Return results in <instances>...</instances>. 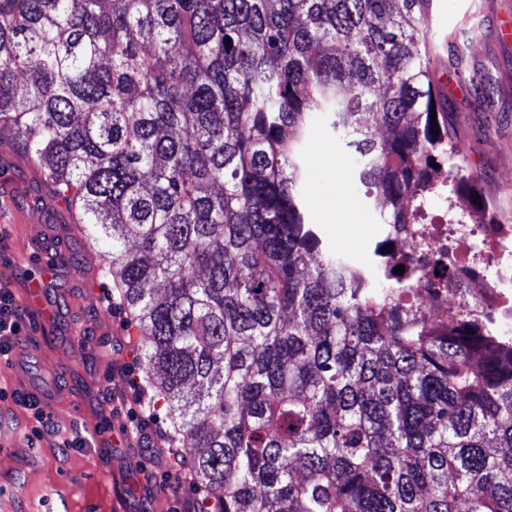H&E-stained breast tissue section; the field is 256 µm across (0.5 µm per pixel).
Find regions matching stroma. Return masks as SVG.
<instances>
[{"label":"stroma","instance_id":"stroma-1","mask_svg":"<svg viewBox=\"0 0 512 512\" xmlns=\"http://www.w3.org/2000/svg\"><path fill=\"white\" fill-rule=\"evenodd\" d=\"M467 40V68L476 84L459 82L439 71L448 108L468 168L475 175L492 219L512 217V0H432L429 45L447 57L455 43ZM7 133H0V177L15 180L18 210L10 225L7 249H0V286L23 275L24 252L32 233L45 224H64L65 212L33 213L39 185L25 178V160L8 154ZM302 194L305 218L330 249L368 262L379 238L380 208L365 199L343 143L327 138L316 120L307 145ZM66 264L54 291L56 304L77 294L71 320L56 323L48 350L34 358L29 378L0 363V512H198L203 499L189 477L190 463L170 447L171 429L157 394L150 390L136 346V333L124 314L112 278L99 273L83 278L87 258L83 238L69 241ZM99 327L104 341L76 340L82 326ZM57 378L66 389L65 403L47 410V427L37 444L29 410L14 402L41 378ZM146 399L157 434L152 450L114 447L115 439L135 424L133 399ZM89 436L87 447L62 452L59 435Z\"/></svg>","mask_w":512,"mask_h":512}]
</instances>
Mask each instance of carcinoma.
<instances>
[{"label":"carcinoma","mask_w":512,"mask_h":512,"mask_svg":"<svg viewBox=\"0 0 512 512\" xmlns=\"http://www.w3.org/2000/svg\"><path fill=\"white\" fill-rule=\"evenodd\" d=\"M431 2L0 0V130L112 273L209 512H512V335L304 216L316 114L386 224L441 161L475 188Z\"/></svg>","instance_id":"carcinoma-1"}]
</instances>
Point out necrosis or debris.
<instances>
[{
    "label": "necrosis or debris",
    "instance_id": "necrosis-or-debris-1",
    "mask_svg": "<svg viewBox=\"0 0 512 512\" xmlns=\"http://www.w3.org/2000/svg\"><path fill=\"white\" fill-rule=\"evenodd\" d=\"M382 238L421 264L415 299L423 310L445 321L476 309L512 333L511 224H387Z\"/></svg>",
    "mask_w": 512,
    "mask_h": 512
}]
</instances>
